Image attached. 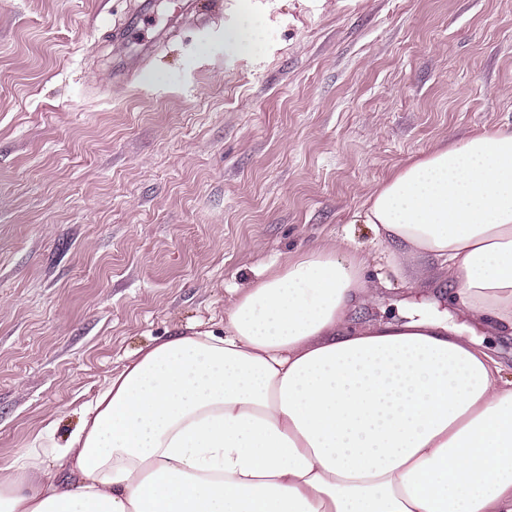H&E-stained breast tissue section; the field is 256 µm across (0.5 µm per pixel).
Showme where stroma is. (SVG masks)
<instances>
[{
	"instance_id": "35a3bbf8",
	"label": "stroma",
	"mask_w": 512,
	"mask_h": 512,
	"mask_svg": "<svg viewBox=\"0 0 512 512\" xmlns=\"http://www.w3.org/2000/svg\"><path fill=\"white\" fill-rule=\"evenodd\" d=\"M141 3L0 0V466L66 444L141 349L222 330L266 262L341 239L380 286L356 323L443 316L355 214L409 157L512 129V0H219L111 85Z\"/></svg>"
}]
</instances>
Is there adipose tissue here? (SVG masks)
Returning <instances> with one entry per match:
<instances>
[{
  "instance_id": "1",
  "label": "adipose tissue",
  "mask_w": 512,
  "mask_h": 512,
  "mask_svg": "<svg viewBox=\"0 0 512 512\" xmlns=\"http://www.w3.org/2000/svg\"><path fill=\"white\" fill-rule=\"evenodd\" d=\"M357 217L512 331V130L410 158ZM367 262L336 241L264 265L222 334L142 350L66 446L0 467V512H512V373L436 321L351 328Z\"/></svg>"
}]
</instances>
